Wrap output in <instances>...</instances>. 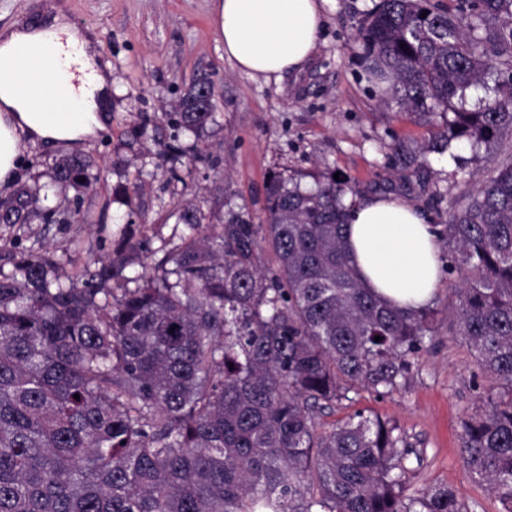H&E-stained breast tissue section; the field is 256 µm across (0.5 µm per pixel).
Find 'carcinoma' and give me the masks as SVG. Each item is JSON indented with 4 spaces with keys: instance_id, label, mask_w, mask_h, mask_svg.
<instances>
[{
    "instance_id": "obj_1",
    "label": "carcinoma",
    "mask_w": 512,
    "mask_h": 512,
    "mask_svg": "<svg viewBox=\"0 0 512 512\" xmlns=\"http://www.w3.org/2000/svg\"><path fill=\"white\" fill-rule=\"evenodd\" d=\"M360 36L363 64L432 129V150L504 145L438 235L461 281L448 330L503 385L464 420L463 463L512 512V0H378ZM208 84L195 78L176 104L198 137L216 122ZM96 167L56 161L49 183L0 199V224L62 223L44 201L90 188ZM311 178L270 173L261 224L245 206L205 225L179 205L181 244L133 278L125 231L80 281L47 251L8 254L0 512H465L449 487L404 495L389 422L357 411L316 430L317 410L349 392L397 389L436 311L389 308L362 287L345 238L356 191Z\"/></svg>"
}]
</instances>
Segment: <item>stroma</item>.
<instances>
[{
    "label": "stroma",
    "mask_w": 512,
    "mask_h": 512,
    "mask_svg": "<svg viewBox=\"0 0 512 512\" xmlns=\"http://www.w3.org/2000/svg\"><path fill=\"white\" fill-rule=\"evenodd\" d=\"M212 0H0V31L53 5L91 27L112 66V110L106 128L84 149L96 159L92 188L72 191L65 204L81 220L71 224H0V248L51 250L60 272L81 276L114 249L121 227L133 243L165 252L180 242L172 211L193 200L204 213L226 203L248 204L260 215L264 184L274 170L334 171L359 192V201L397 195L435 226L447 223L502 160L496 145L453 142L427 155L422 172L395 171L393 148L419 151L428 127L389 106L360 60L359 24L374 0H335L311 62L280 82L257 81L224 55L211 17ZM210 76L216 122L202 139L177 124L175 105L200 72ZM64 148L24 145L15 186L43 184ZM137 182L132 203L114 193ZM449 283L441 281L432 305L435 337L411 359L407 382L386 394L363 389L316 415L325 433L355 411L395 425L408 445L401 460L406 494L453 488L466 512H501L498 498L471 478L463 464V419L475 412L495 382L474 365L471 351L448 332Z\"/></svg>",
    "instance_id": "stroma-1"
}]
</instances>
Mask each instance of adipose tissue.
<instances>
[{
	"label": "adipose tissue",
	"instance_id": "1",
	"mask_svg": "<svg viewBox=\"0 0 512 512\" xmlns=\"http://www.w3.org/2000/svg\"><path fill=\"white\" fill-rule=\"evenodd\" d=\"M330 0H212L213 20L226 58L251 78L281 80L302 71L314 55ZM65 57L90 73V92L70 95L68 112H41L22 93L24 78ZM110 94L98 41L62 8L40 13L0 33V186L19 166L22 139L82 148L105 128ZM351 263L362 286L392 307L418 308L436 295L440 250L436 230L418 209L395 196L358 206L346 231Z\"/></svg>",
	"mask_w": 512,
	"mask_h": 512
}]
</instances>
